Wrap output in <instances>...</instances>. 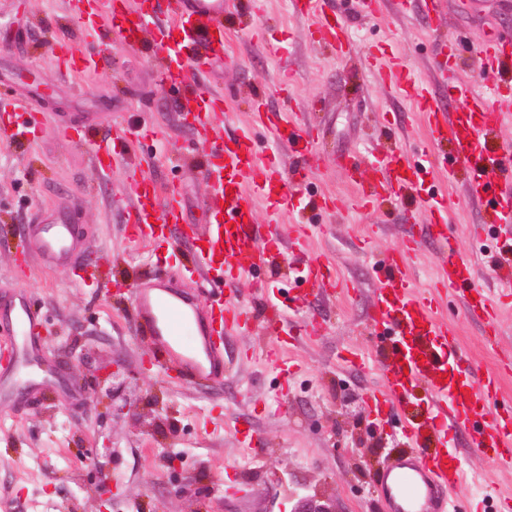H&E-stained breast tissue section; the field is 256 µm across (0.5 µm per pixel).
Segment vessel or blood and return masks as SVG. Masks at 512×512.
<instances>
[{
	"label": "vessel or blood",
	"instance_id": "b4317fda",
	"mask_svg": "<svg viewBox=\"0 0 512 512\" xmlns=\"http://www.w3.org/2000/svg\"><path fill=\"white\" fill-rule=\"evenodd\" d=\"M84 3L80 19L85 29H116L132 44L151 37L164 59L162 83L177 94L183 117L204 132L210 143L205 177L211 194L203 223H187L176 192L161 193L147 174L133 178L123 193L129 202L132 241L157 246L191 239L193 271L216 283L204 298L175 291L156 278L130 286L138 329L151 340L155 362L188 383L223 384L227 339L257 325L251 306L237 293V284L286 256L275 226L255 223V201L265 202L275 213L284 207L327 210L333 206L328 198L307 197L285 175L276 157L283 146L295 157L309 160L316 153L317 139L290 115L274 116L260 105L247 126L223 134V96L191 86L193 74L224 55L222 18L230 0H173L168 21L158 28L151 25L153 15L146 0ZM293 6L311 16L314 27L335 44L338 54L349 51L343 19L328 14L323 0H293ZM51 49L63 73H88L98 67L97 55L72 38H54ZM474 55L477 67L496 78L490 92L454 78L453 55L446 43L438 44L431 59L433 71L451 78V95L460 104L454 112L437 104L428 81L403 59L381 64L390 90L413 91L417 113L432 142L451 141L454 151L444 162L430 152L415 164L402 154L378 159L371 175L358 181L356 202L370 208L414 197L429 222L413 225L410 235L417 238L427 231L435 239L438 292L489 326L497 320L503 300L512 298V276L498 277L496 288L488 291L473 288L471 254L449 247L453 226L447 199L422 189L428 175L435 173L450 182L456 168L467 169L472 195L489 215L477 242L498 238L502 251L512 250V162L485 147L487 138L512 116V43L489 40L477 45ZM43 124L34 101L0 98L1 140L34 139ZM257 131L264 134L267 150L258 148L253 137ZM132 143L128 130L115 129L111 138L91 143L95 164L102 173H109L125 162ZM76 247L71 218L49 213L28 225L20 253L38 255L50 267L71 266ZM410 260L411 250L406 247L378 268L371 303L383 359L381 386L368 396L367 414L375 427L404 438L409 446L385 466L379 493L386 512H471L468 498L461 493L467 474L463 456L448 437H466L473 453L491 456L499 469L512 472V398L502 393L500 370L475 373L470 356L455 342L447 318L436 313L409 275ZM297 278L302 284L298 296L282 288L262 291L270 313L267 328L292 345L299 337L294 313L307 307L310 297L356 292L355 286L337 275L331 261L318 256L308 258ZM4 322L9 329L0 346L11 348L18 358L38 356L40 317L26 298H19L8 313L0 312V324ZM418 387L425 392L426 408L423 418L413 419L404 408Z\"/></svg>",
	"mask_w": 512,
	"mask_h": 512
}]
</instances>
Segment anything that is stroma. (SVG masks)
<instances>
[{
    "instance_id": "obj_1",
    "label": "stroma",
    "mask_w": 512,
    "mask_h": 512,
    "mask_svg": "<svg viewBox=\"0 0 512 512\" xmlns=\"http://www.w3.org/2000/svg\"><path fill=\"white\" fill-rule=\"evenodd\" d=\"M69 0H0V92L35 100L46 129L33 142H0V304L25 291L42 317L40 345L49 375L34 397L0 391V512H298L307 499L330 502L336 512H382L378 477L384 463L403 448L375 429L364 400L380 386L379 369H351L338 356L354 349L375 354L371 319L375 265L400 247L410 225L425 223L411 203L371 211L350 209L354 188L336 159L355 157L360 173L390 151L417 160L429 140L414 113L411 94L391 93L371 65L387 51L428 74L437 42L454 53L456 74L477 89H490L492 76L476 68L473 53L488 39L512 41V0H446L429 19L423 0H411L405 16L385 10L370 14L367 0H325L328 13L346 26L350 56L341 59L324 44L307 16L291 0H265L260 16L234 17L226 29L223 58L195 82L224 94L233 133L251 112L256 96L268 111L288 112L319 141L307 191L336 199V210L288 209L272 214L256 203L257 223L276 217L278 232L306 224L311 252L334 261L339 275L358 282L353 298L315 297L305 316L315 317L317 335L292 349L297 370L280 391L267 360L276 347L269 331L231 337L224 348V384L199 388L177 381L154 364L148 340L138 336L127 292L144 276L199 292L206 283L186 277L190 244L176 251L131 245L127 202L121 191L127 171L102 177L87 146L60 134L70 126L96 139L116 123L138 130L161 128L166 140L149 175L175 185L187 223L205 207L209 186L203 164L204 139L186 125L174 94L159 79L160 57L148 43L119 36L100 43L99 66L87 74H63L50 42L61 27L75 28ZM266 30L264 51H255L251 27ZM288 79L287 94L273 93ZM468 176L458 170L442 185L454 206L457 247L470 251L486 213L467 197ZM69 210L79 227L83 268L48 267L30 256L17 269L19 234L45 208ZM306 254L238 283L239 295L257 300L262 289L291 284ZM457 342L479 369L512 356V303L503 305L496 338L484 335L464 309L451 313ZM117 370L110 405H93L100 366ZM249 421L258 431V450L249 467L232 430ZM111 450L112 497L97 492L100 454ZM238 462L236 479L248 483L235 493L224 466ZM476 484L466 495L512 496V473L486 456L468 455Z\"/></svg>"
}]
</instances>
